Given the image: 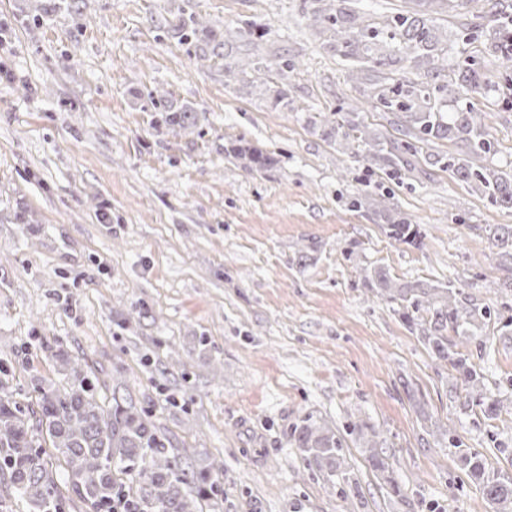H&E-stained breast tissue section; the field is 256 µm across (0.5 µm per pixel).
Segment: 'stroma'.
Wrapping results in <instances>:
<instances>
[{
    "label": "stroma",
    "instance_id": "obj_1",
    "mask_svg": "<svg viewBox=\"0 0 512 512\" xmlns=\"http://www.w3.org/2000/svg\"><path fill=\"white\" fill-rule=\"evenodd\" d=\"M60 2L0 0V390L29 401L32 376L58 369L38 341L56 342L92 367L100 401L130 395L195 471L223 462L220 512H493L448 435L512 477V264L488 236L512 210L429 165L461 143L435 141L396 176L337 153L331 132L358 103L383 137L400 133L349 81L330 31L309 27L313 0ZM484 10L469 0L439 29L449 66L479 62L489 163L512 174V82ZM192 16L218 41L268 28L262 56L293 70L227 81L184 34ZM154 96L195 126L160 124ZM237 145L268 165L233 157ZM376 200L420 225L422 247L384 233ZM373 267L489 308L466 352L505 412L483 413L369 292ZM308 416L344 436L349 481L307 467L290 432ZM370 431L388 471L372 466Z\"/></svg>",
    "mask_w": 512,
    "mask_h": 512
}]
</instances>
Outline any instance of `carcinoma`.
<instances>
[{
    "instance_id": "1",
    "label": "carcinoma",
    "mask_w": 512,
    "mask_h": 512,
    "mask_svg": "<svg viewBox=\"0 0 512 512\" xmlns=\"http://www.w3.org/2000/svg\"><path fill=\"white\" fill-rule=\"evenodd\" d=\"M313 13L315 23H328L336 46L358 63L349 68L357 80L364 64L378 72L371 98L386 112L399 115L404 138L381 140L365 120L349 121L350 132L338 143L344 154L361 151L378 156L384 166L398 174L411 166L408 156L435 141L454 139L465 145L464 154L436 155L432 164L452 172L461 183L484 194L491 202L512 208V176L485 165L492 142L486 114L472 107L445 112L440 93L448 85L430 86L406 76L394 78L381 71L387 60L428 64L443 69L445 48L436 25L441 16L461 6V0H404V6L382 22L352 6L354 0H322ZM485 26L494 41L501 67H512V0H488ZM212 44V57L224 59V74L235 76L236 62L225 52L229 37ZM476 61L467 56L457 64L456 94L468 97L480 90ZM190 112L166 110L164 122L187 128ZM233 152L246 157L258 169L267 158L257 149L237 147ZM387 235L415 248L422 246L419 225L404 217L385 225ZM376 294L398 307L402 319L419 331L424 344L447 362L460 376L462 385L475 394L484 412L495 414L501 400L484 393L480 374L462 347L481 335L488 316L486 308L457 300V287H440L427 282L402 283L383 269L366 274ZM454 339H448V331ZM63 378L33 379L36 408L0 395V512H12L11 497L27 501L30 512H66L77 503L82 512H203V503L216 509L223 491L219 478L195 473L172 448L167 436L137 409L132 401L112 398L109 406L99 404L92 370L59 357ZM298 447L307 453V466L333 479L342 470L343 439L321 423L307 417L294 428ZM61 458L62 475L53 469L52 458ZM460 466L482 481L483 493L494 512H512V478L485 477L486 462L478 453L460 448ZM137 478L132 489L120 475Z\"/></svg>"
}]
</instances>
